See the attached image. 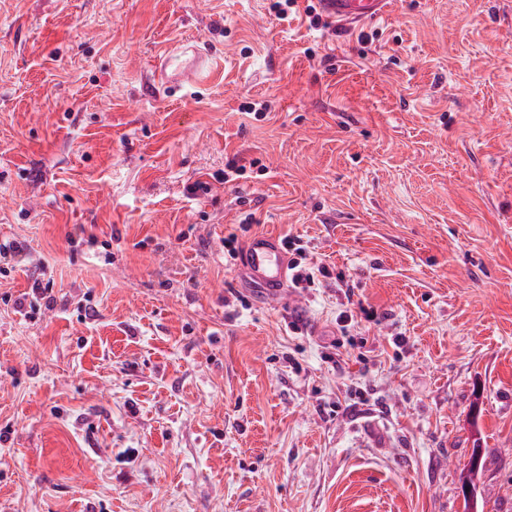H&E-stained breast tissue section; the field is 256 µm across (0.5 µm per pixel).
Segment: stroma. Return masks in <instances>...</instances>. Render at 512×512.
I'll list each match as a JSON object with an SVG mask.
<instances>
[{"mask_svg": "<svg viewBox=\"0 0 512 512\" xmlns=\"http://www.w3.org/2000/svg\"><path fill=\"white\" fill-rule=\"evenodd\" d=\"M312 2L0 0V240L54 279L0 278V512H464L476 447L512 512V0ZM260 234L328 277L259 298ZM321 10L336 21L349 27L375 21L388 12L391 0H317ZM204 56L197 45L169 51L154 72V79L167 87L196 84L206 66ZM38 268V273L33 277L31 288L29 292H25L14 300V307L17 311L24 310L26 306L30 308L31 311H39L41 309V301H45V309L50 310L53 309L54 299H53V288H51V284L49 281L45 282V266L43 263H36Z\"/></svg>", "mask_w": 512, "mask_h": 512, "instance_id": "35a3bbf8", "label": "stroma"}]
</instances>
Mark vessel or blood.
Wrapping results in <instances>:
<instances>
[{"instance_id":"1","label":"vessel or blood","mask_w":512,"mask_h":512,"mask_svg":"<svg viewBox=\"0 0 512 512\" xmlns=\"http://www.w3.org/2000/svg\"><path fill=\"white\" fill-rule=\"evenodd\" d=\"M321 10L338 25L349 27L375 21L388 12L390 0H318ZM206 60L195 45L169 51L154 73L165 86H186L199 81ZM239 266L252 286L268 298L280 297L288 280V255L276 238L258 236L243 247Z\"/></svg>"}]
</instances>
